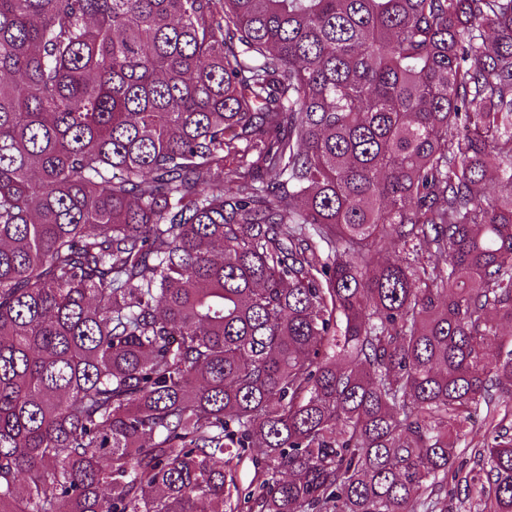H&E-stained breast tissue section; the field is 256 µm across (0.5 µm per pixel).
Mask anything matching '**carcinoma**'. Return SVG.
<instances>
[{"mask_svg":"<svg viewBox=\"0 0 512 512\" xmlns=\"http://www.w3.org/2000/svg\"><path fill=\"white\" fill-rule=\"evenodd\" d=\"M502 320L512 0H0V512H512ZM249 455H250L251 459H247L245 464L243 466L239 467L238 472L236 474L237 475V477H236L237 484L240 488L241 493H240V497L237 502H236V496L234 494V498H233L234 505L237 503V508L235 509L234 512H249L250 504L247 503V496H246V500H245L244 493L247 492V487L249 485L250 479L254 472V465L252 463V458H253L254 462L255 461H257L259 463L262 462V455L258 448H252Z\"/></svg>","mask_w":512,"mask_h":512,"instance_id":"cac0c4a2","label":"carcinoma"}]
</instances>
